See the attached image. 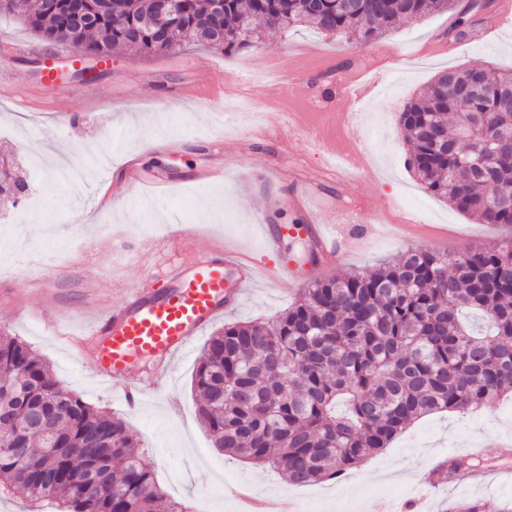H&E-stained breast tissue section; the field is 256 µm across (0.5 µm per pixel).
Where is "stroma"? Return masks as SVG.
Returning a JSON list of instances; mask_svg holds the SVG:
<instances>
[{
	"label": "stroma",
	"mask_w": 512,
	"mask_h": 512,
	"mask_svg": "<svg viewBox=\"0 0 512 512\" xmlns=\"http://www.w3.org/2000/svg\"><path fill=\"white\" fill-rule=\"evenodd\" d=\"M451 26L449 14L429 15L398 23L375 43L355 47L312 29L271 30L238 55L181 36L171 53L113 55L99 66L95 90L87 92L83 78L69 75L49 84L37 68L41 62L72 64L82 56L79 46L47 44L16 17L0 14V54L10 56L0 63V157L12 159L27 184L16 207L0 210V324L29 343L63 386L125 421L172 498L206 503L209 512H241L240 504L224 493L225 484L240 483L259 498H291L298 512H336L340 497L351 502L350 512H379L382 503L412 500L415 512H444L461 499L479 501L484 512H501L512 501L511 397L466 414L424 417L341 478L293 487L270 468L214 447L192 388L204 339L174 361L159 394H146L134 411L66 339L86 330L102 311L120 307L138 275L141 241L164 237L173 225H183L186 242L198 249L231 240L247 252H260L252 228L255 213L265 209L268 195L296 191L285 175L265 184L264 168L271 160L319 175L324 201L371 204L361 222L371 228L367 246L338 258L331 268L336 275L378 266L410 247L460 254L512 238V227L477 223L428 194L405 166L408 146L397 115L408 99L449 67L512 69V22L489 41L448 37ZM378 46L385 50V72L368 100L377 120L357 118L341 129L328 127L326 152L289 136L286 113L304 111L307 125L321 123L297 96L299 82L314 76L318 67L372 53ZM296 47L304 51V66L295 83L277 88L276 106L256 102L226 111L224 95L240 72L260 68L270 56L288 60ZM201 65L212 70L211 87L180 98L177 88ZM93 97L104 101L110 125L90 109ZM215 136L224 139L228 164L211 183L194 184L191 175L212 160L203 141ZM346 143L375 148L373 165L351 173L329 162V152L341 151ZM103 151L114 166L137 157L149 176L170 179V186L158 190L144 211L129 212L117 200L97 211ZM358 225L347 223L343 229L353 232ZM31 255L59 265L50 291L28 275ZM298 294L285 285L256 284L246 289L240 307L213 326L274 317ZM471 454L484 467L466 483L426 485L438 464Z\"/></svg>",
	"instance_id": "obj_1"
}]
</instances>
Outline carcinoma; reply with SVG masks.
Segmentation results:
<instances>
[{"instance_id":"obj_1","label":"carcinoma","mask_w":512,"mask_h":512,"mask_svg":"<svg viewBox=\"0 0 512 512\" xmlns=\"http://www.w3.org/2000/svg\"><path fill=\"white\" fill-rule=\"evenodd\" d=\"M181 0L173 33L224 54L268 30L307 26L347 43L375 40L390 26L451 12V31L472 25L473 0ZM80 29L66 4L45 15L20 0L14 15L45 42L85 54L145 55L156 44L136 27L149 0ZM478 81L480 91L458 96ZM512 70L447 68L408 101L398 126L408 169L425 190L481 224L512 226V110L502 94ZM498 136L502 159L487 176L471 160ZM199 415L215 447L277 469L292 486L334 480L384 448L416 420L465 412L512 394V240L450 256L408 249L376 269L311 282L271 321L228 322L206 341L192 378ZM64 387L26 342L0 326V494L22 491L26 512H190L155 480L124 421Z\"/></svg>"}]
</instances>
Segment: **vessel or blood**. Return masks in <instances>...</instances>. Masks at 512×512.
I'll return each instance as SVG.
<instances>
[{
	"label": "vessel or blood",
	"mask_w": 512,
	"mask_h": 512,
	"mask_svg": "<svg viewBox=\"0 0 512 512\" xmlns=\"http://www.w3.org/2000/svg\"><path fill=\"white\" fill-rule=\"evenodd\" d=\"M331 80L337 98L347 104L364 99L375 86L363 71L347 68L332 71ZM294 180L300 187L294 201L307 208L310 221L302 225L257 222L261 259L232 246L194 251L166 270L167 286L160 292L146 289L152 272L143 270L140 286L129 290L121 309L100 317L82 336L84 357L93 363L96 374L119 386L128 402H135L143 391L128 383L133 357L157 362L159 375H166L173 360L187 352L208 325L240 305L251 284L301 286L313 271L333 265L339 253L364 248L367 233L338 235L341 203L311 207V199L318 194V178L300 171ZM289 238L307 239L313 257L304 261L287 257L283 243Z\"/></svg>",
	"instance_id": "vessel-or-blood-1"
}]
</instances>
